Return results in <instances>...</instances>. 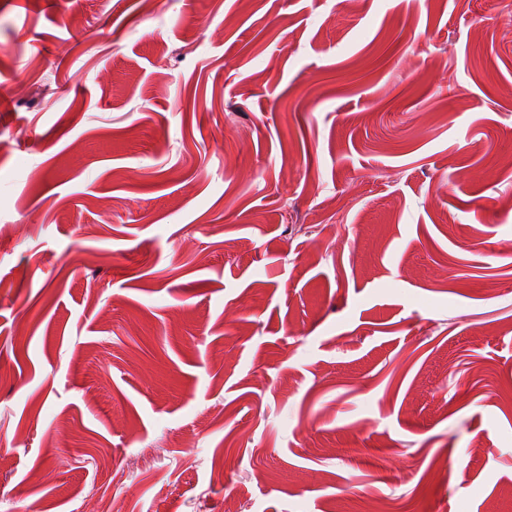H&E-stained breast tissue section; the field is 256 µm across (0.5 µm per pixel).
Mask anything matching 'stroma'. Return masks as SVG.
<instances>
[{
    "label": "stroma",
    "instance_id": "stroma-1",
    "mask_svg": "<svg viewBox=\"0 0 512 512\" xmlns=\"http://www.w3.org/2000/svg\"><path fill=\"white\" fill-rule=\"evenodd\" d=\"M1 94L0 512H512L498 0H0Z\"/></svg>",
    "mask_w": 512,
    "mask_h": 512
}]
</instances>
